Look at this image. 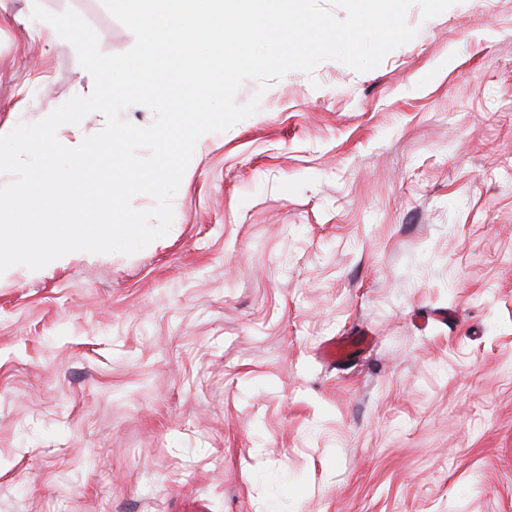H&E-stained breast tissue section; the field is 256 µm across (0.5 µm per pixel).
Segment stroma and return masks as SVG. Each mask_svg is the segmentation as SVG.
<instances>
[{
    "label": "stroma",
    "mask_w": 512,
    "mask_h": 512,
    "mask_svg": "<svg viewBox=\"0 0 512 512\" xmlns=\"http://www.w3.org/2000/svg\"><path fill=\"white\" fill-rule=\"evenodd\" d=\"M32 3L0 134L93 89ZM406 20L374 70L245 82L165 237L0 275V512H512V0ZM364 342V337L354 338L345 336L339 338L337 341L333 339L324 347L322 352L323 358L329 363H334L336 358L350 355L354 350L362 346Z\"/></svg>",
    "instance_id": "stroma-1"
}]
</instances>
